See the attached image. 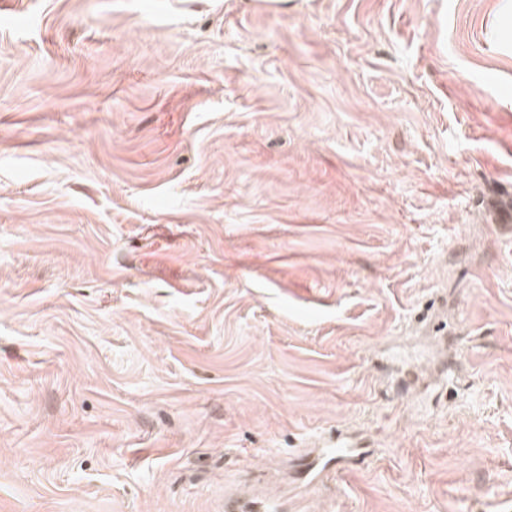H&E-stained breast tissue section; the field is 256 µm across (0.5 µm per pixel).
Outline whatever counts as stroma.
Here are the masks:
<instances>
[{"mask_svg":"<svg viewBox=\"0 0 512 512\" xmlns=\"http://www.w3.org/2000/svg\"><path fill=\"white\" fill-rule=\"evenodd\" d=\"M511 207L512 0H0V512H512ZM346 441L340 432H336V436H329L317 441V445H321L317 461L309 470V474L317 475L330 466L336 465V472L344 470L347 464L354 458L352 456V448H344Z\"/></svg>","mask_w":512,"mask_h":512,"instance_id":"35a3bbf8","label":"stroma"}]
</instances>
